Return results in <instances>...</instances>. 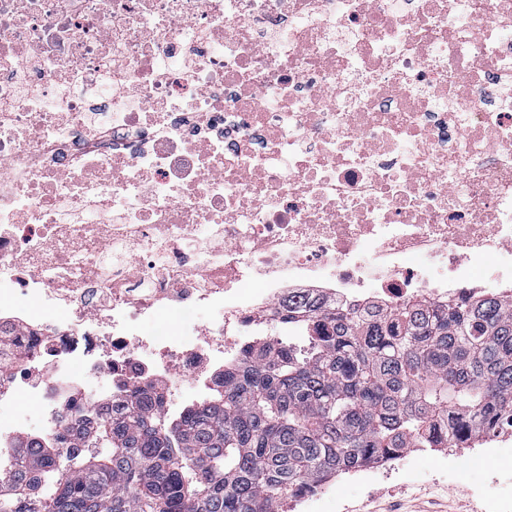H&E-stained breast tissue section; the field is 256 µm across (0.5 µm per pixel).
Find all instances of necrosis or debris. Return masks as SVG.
<instances>
[{
	"mask_svg": "<svg viewBox=\"0 0 512 512\" xmlns=\"http://www.w3.org/2000/svg\"><path fill=\"white\" fill-rule=\"evenodd\" d=\"M480 272L512 293V0H0L1 472L142 379L213 388L289 295Z\"/></svg>",
	"mask_w": 512,
	"mask_h": 512,
	"instance_id": "necrosis-or-debris-1",
	"label": "necrosis or debris"
}]
</instances>
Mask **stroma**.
<instances>
[{"label": "stroma", "instance_id": "1", "mask_svg": "<svg viewBox=\"0 0 512 512\" xmlns=\"http://www.w3.org/2000/svg\"><path fill=\"white\" fill-rule=\"evenodd\" d=\"M498 455L480 447L421 448L406 460H394L393 474L360 483L354 474L326 481L317 512H421L428 502L441 512H484L489 496L512 497V480L491 483L501 464L512 461V437L496 441Z\"/></svg>", "mask_w": 512, "mask_h": 512}]
</instances>
